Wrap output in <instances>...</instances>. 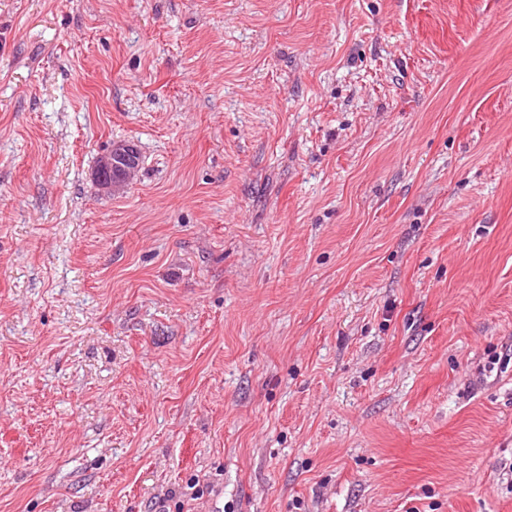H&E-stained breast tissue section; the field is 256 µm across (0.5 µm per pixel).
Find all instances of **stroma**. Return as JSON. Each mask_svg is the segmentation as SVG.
<instances>
[{"instance_id": "obj_1", "label": "stroma", "mask_w": 512, "mask_h": 512, "mask_svg": "<svg viewBox=\"0 0 512 512\" xmlns=\"http://www.w3.org/2000/svg\"><path fill=\"white\" fill-rule=\"evenodd\" d=\"M182 506L512 512V0H0V512ZM137 149L131 143L115 145L99 163L96 178L98 183L108 190L124 187L136 169Z\"/></svg>"}]
</instances>
